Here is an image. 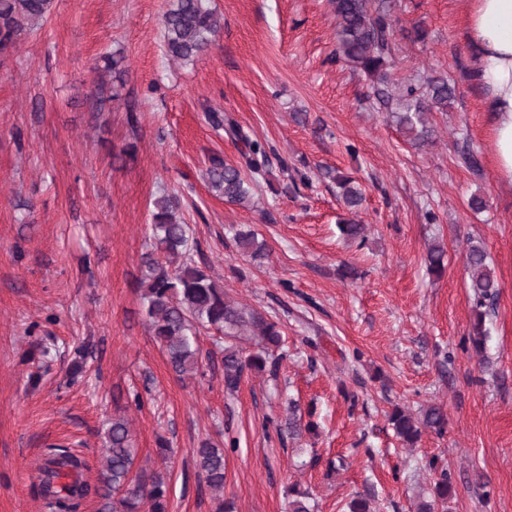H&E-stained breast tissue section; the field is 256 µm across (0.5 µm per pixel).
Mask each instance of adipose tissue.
<instances>
[{"label": "adipose tissue", "mask_w": 512, "mask_h": 512, "mask_svg": "<svg viewBox=\"0 0 512 512\" xmlns=\"http://www.w3.org/2000/svg\"><path fill=\"white\" fill-rule=\"evenodd\" d=\"M462 25L473 56L471 77L487 93L499 181L512 184V0H468Z\"/></svg>", "instance_id": "obj_1"}]
</instances>
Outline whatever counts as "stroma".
<instances>
[{"instance_id":"stroma-1","label":"stroma","mask_w":512,"mask_h":512,"mask_svg":"<svg viewBox=\"0 0 512 512\" xmlns=\"http://www.w3.org/2000/svg\"><path fill=\"white\" fill-rule=\"evenodd\" d=\"M168 4L54 0L43 27L0 56V512H43L31 476L51 443L74 447L96 482L119 404L129 407L138 465H165L158 437L175 450L171 512H215L192 450L223 444L228 429L238 447L226 455L224 496L236 512H288L292 484L318 512H347L358 495L380 512H413L434 480L423 468L433 456L454 484L448 512H512V185L496 178L493 118L469 75L466 0L397 2V79L433 71L455 83L447 111L430 116L433 143L420 147L365 99L363 76L336 62L328 0H212L224 29L185 65L165 54ZM417 26L425 41L410 40ZM106 51L121 52L128 70L97 116L94 66ZM210 106L289 167H307L311 185L275 193L277 172L256 207L214 196L200 176L208 154H240L208 125ZM131 142L134 159L113 161ZM466 147L478 151L481 175L459 163ZM325 167L358 179L365 244L340 236L343 209ZM178 190L211 275L287 337L277 378L245 375L232 397L219 367L177 380L147 329L138 281L149 214L157 196ZM475 195L486 210L470 209ZM233 225L258 232L268 258L241 255ZM472 240L499 284L481 356L469 343ZM434 241L446 251L439 278L424 263ZM86 339L87 375L73 383L72 347ZM41 342L56 348L46 369ZM292 399L314 408L317 437L283 439L268 426ZM429 404L443 405L447 432L423 431L416 448H402L387 412Z\"/></svg>"}]
</instances>
